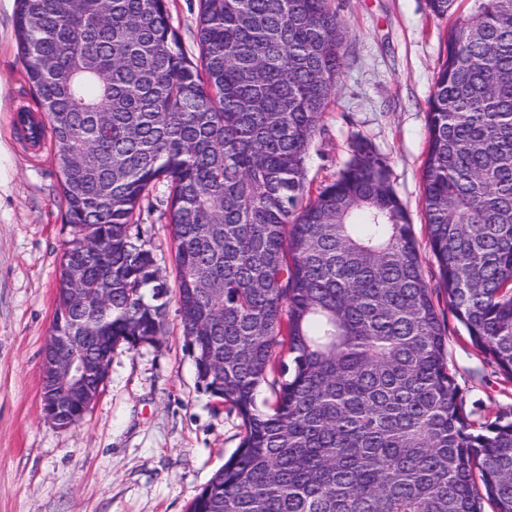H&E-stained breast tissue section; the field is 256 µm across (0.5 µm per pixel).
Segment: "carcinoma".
Segmentation results:
<instances>
[{"label":"carcinoma","mask_w":512,"mask_h":512,"mask_svg":"<svg viewBox=\"0 0 512 512\" xmlns=\"http://www.w3.org/2000/svg\"><path fill=\"white\" fill-rule=\"evenodd\" d=\"M86 320L135 348L164 334L167 279L135 220L167 184L182 334L239 448L187 512H512V411L474 426L448 325L389 159L358 140L304 200L345 64L328 0H198V59L166 0H17ZM453 18L428 101L422 196L448 309L512 382V0H427ZM288 346L292 370L269 380ZM271 383L267 411L257 400Z\"/></svg>","instance_id":"obj_1"}]
</instances>
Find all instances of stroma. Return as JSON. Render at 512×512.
Masks as SVG:
<instances>
[{
    "mask_svg": "<svg viewBox=\"0 0 512 512\" xmlns=\"http://www.w3.org/2000/svg\"><path fill=\"white\" fill-rule=\"evenodd\" d=\"M344 23L346 66L306 158L307 194L333 180L351 144L369 141L390 160L428 283L438 267L425 234L421 172L427 103L444 58L448 20L427 0H329ZM17 0H0V512H186L191 498L239 447L242 422L199 387L169 302L160 342L117 347L104 388L67 428L41 403V361L57 305L68 230L51 144L33 149L12 111L40 114L15 40ZM157 185L139 222L163 272L173 270L169 217ZM448 365L474 423L512 408L505 382L448 321Z\"/></svg>",
    "mask_w": 512,
    "mask_h": 512,
    "instance_id": "obj_1",
    "label": "stroma"
}]
</instances>
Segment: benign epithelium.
<instances>
[{
    "label": "benign epithelium",
    "mask_w": 512,
    "mask_h": 512,
    "mask_svg": "<svg viewBox=\"0 0 512 512\" xmlns=\"http://www.w3.org/2000/svg\"><path fill=\"white\" fill-rule=\"evenodd\" d=\"M68 306L71 314L66 316L65 325L52 331L42 354V377L50 383L43 404L47 417L55 423L57 415L69 407L77 404L84 408L96 401L92 382L106 378L109 367L108 359L93 355L87 347L93 339L105 344L109 337L96 336L77 321L76 314L86 309L80 289L69 294Z\"/></svg>",
    "instance_id": "7a95c632"
}]
</instances>
